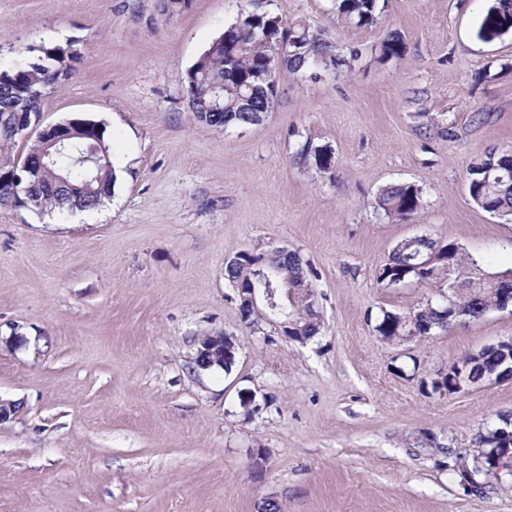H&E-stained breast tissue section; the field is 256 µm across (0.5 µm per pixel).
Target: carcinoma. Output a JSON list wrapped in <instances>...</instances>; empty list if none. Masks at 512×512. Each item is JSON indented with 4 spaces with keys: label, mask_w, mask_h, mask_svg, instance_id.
Returning <instances> with one entry per match:
<instances>
[{
    "label": "carcinoma",
    "mask_w": 512,
    "mask_h": 512,
    "mask_svg": "<svg viewBox=\"0 0 512 512\" xmlns=\"http://www.w3.org/2000/svg\"><path fill=\"white\" fill-rule=\"evenodd\" d=\"M337 18L355 27L373 25L377 20V0H336ZM272 16L248 13L224 30V39H215L208 48L207 63L187 71L185 85L191 87L190 109L197 121L221 131L228 127L246 128L259 124L265 95L259 77L265 72L277 48L261 39L259 33L269 25ZM512 31V0H489L477 30L483 41H491ZM275 38L286 43L282 68L292 72L308 69L316 59L334 72L350 71L361 55L360 49L346 52L324 30L295 19L275 32ZM380 60L403 53V41L391 35L375 49ZM76 54L60 47L44 48L37 61L18 70L0 71V157L13 158L9 149L19 136L15 131L19 113L32 115L43 110V89L65 79L73 71ZM227 81L231 88L224 92V106L211 107L213 86ZM251 98L252 111L241 108L240 97ZM98 140L106 155L99 154L95 141L80 140L52 157L51 174H62L66 182L51 191L29 185L26 193H18L9 184H0V206L31 207L38 211L69 209L90 211L101 206L112 194L116 174L112 165L111 143L106 127L94 124ZM301 156L313 160L317 169L327 173L333 168V157L324 148L307 145ZM467 187L471 201L478 208L509 220L512 218V155H500L473 165L467 170ZM377 210L393 221L409 222L424 208V191L413 183L392 184L382 190L376 201ZM452 278L457 288L439 292L409 315L383 313L376 325L379 336L387 341H403L446 331L461 321H478L490 310L500 308L504 289H512V268L489 273L485 259L465 251L455 243H444L427 236L399 242L388 261L380 269L378 279L388 287L410 281L439 285ZM224 278L231 285L262 291L290 284L307 288L301 257L294 251L254 254L242 251L235 262L225 265ZM312 298L299 294L292 310L302 314L297 334L311 339L319 333L320 322L311 311ZM241 320L259 328L279 316L274 304L239 311Z\"/></svg>",
    "instance_id": "cac0c4a2"
}]
</instances>
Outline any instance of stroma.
<instances>
[{
  "mask_svg": "<svg viewBox=\"0 0 512 512\" xmlns=\"http://www.w3.org/2000/svg\"><path fill=\"white\" fill-rule=\"evenodd\" d=\"M333 3L192 0L153 25L156 0H0V69L74 49L41 123L105 124L120 168L96 210L0 208V397L21 404L0 424V512H257L271 494L282 512H512V474L458 470L512 413V380L432 389L511 338L512 311L404 342L376 330L438 294L378 282L402 240L512 264V223L466 182L488 152L512 155V33L478 39L487 0H379L371 28ZM247 11L305 18L363 55L348 74L281 72L263 123L218 132L184 79ZM393 33L403 53L377 62L370 47ZM308 142L331 149V172L300 157ZM399 182L424 190L409 223L375 208ZM283 246L317 295L303 344L242 322L224 278L239 252ZM218 333L232 369L192 371L198 339Z\"/></svg>",
  "mask_w": 512,
  "mask_h": 512,
  "instance_id": "stroma-1",
  "label": "stroma"
}]
</instances>
